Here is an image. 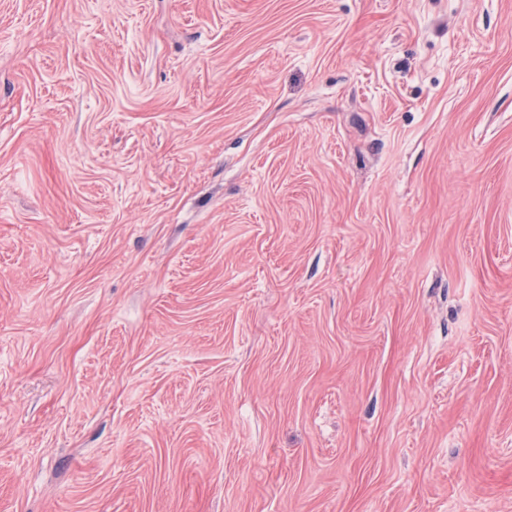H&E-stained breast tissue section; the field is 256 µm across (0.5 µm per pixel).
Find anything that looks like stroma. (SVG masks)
Masks as SVG:
<instances>
[{
	"instance_id": "obj_1",
	"label": "stroma",
	"mask_w": 512,
	"mask_h": 512,
	"mask_svg": "<svg viewBox=\"0 0 512 512\" xmlns=\"http://www.w3.org/2000/svg\"><path fill=\"white\" fill-rule=\"evenodd\" d=\"M0 512H512V0H0Z\"/></svg>"
}]
</instances>
